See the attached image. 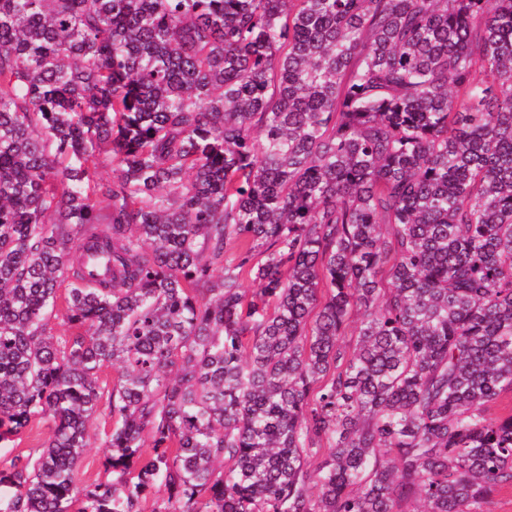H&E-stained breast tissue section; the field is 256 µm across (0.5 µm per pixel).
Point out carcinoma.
<instances>
[{"label": "carcinoma", "mask_w": 512, "mask_h": 512, "mask_svg": "<svg viewBox=\"0 0 512 512\" xmlns=\"http://www.w3.org/2000/svg\"><path fill=\"white\" fill-rule=\"evenodd\" d=\"M509 393L512 0H0V512H482ZM112 428V421L103 413L91 422L88 431V448L77 466V482L80 486L97 479H104L106 464L104 447L106 436ZM50 435L49 425L35 420L11 441L0 443V461L10 459L18 453H29L42 449Z\"/></svg>", "instance_id": "carcinoma-1"}]
</instances>
